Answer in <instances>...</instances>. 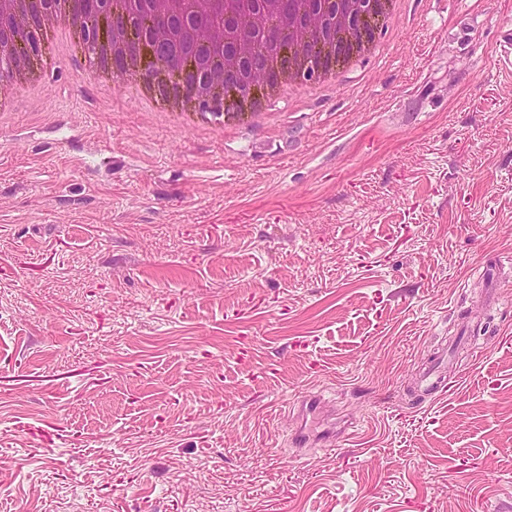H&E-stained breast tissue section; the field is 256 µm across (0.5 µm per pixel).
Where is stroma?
<instances>
[{
    "label": "stroma",
    "instance_id": "35a3bbf8",
    "mask_svg": "<svg viewBox=\"0 0 512 512\" xmlns=\"http://www.w3.org/2000/svg\"><path fill=\"white\" fill-rule=\"evenodd\" d=\"M47 34L0 111V512H512V0H400L221 136ZM310 392L352 439L292 446Z\"/></svg>",
    "mask_w": 512,
    "mask_h": 512
}]
</instances>
